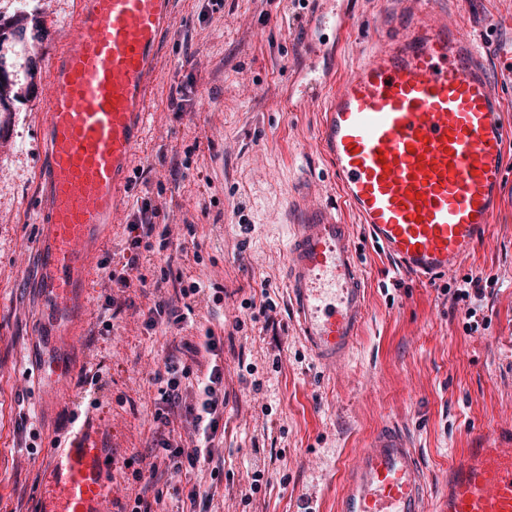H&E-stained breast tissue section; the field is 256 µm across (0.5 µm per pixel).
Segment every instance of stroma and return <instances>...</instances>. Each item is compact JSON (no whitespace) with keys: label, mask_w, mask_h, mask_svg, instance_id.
<instances>
[{"label":"stroma","mask_w":512,"mask_h":512,"mask_svg":"<svg viewBox=\"0 0 512 512\" xmlns=\"http://www.w3.org/2000/svg\"><path fill=\"white\" fill-rule=\"evenodd\" d=\"M29 3L40 28L27 30L13 67L21 77L34 71L35 91L0 110V512H32L49 442L92 403L104 409L126 462L113 506L131 512L135 474L150 464L160 399L153 377L175 346L198 344L209 327L223 341L217 361L227 400L217 454L224 470L181 476L178 495L160 481L158 512H188L184 492L199 480L213 495L212 512H336L356 452L391 425L407 432L430 512H440L448 466L462 449L489 439L512 443V180L486 237L456 273L433 284L398 270L344 212L366 304L350 357L336 370L319 367L299 340L285 286V202L309 177L323 198L339 190L319 144L321 113L284 112L279 101L318 62L306 45L336 48L333 80L360 63L392 9L389 0H350L352 34L341 45L334 29L309 26L314 12L335 10L334 0H176L127 205L106 229L76 341L74 395L43 413L33 383L41 331L37 121L47 54L69 32L72 0ZM436 10L476 37L493 17H512V0H436ZM175 161L184 167L178 180L170 175ZM142 199L168 226L170 244L142 253L129 288L117 293L108 274L123 262L126 226ZM176 252L181 260L167 265ZM166 267L209 289L194 302L191 321L162 320L149 330L147 313L161 295L148 283ZM468 276L493 281L484 300L489 324L473 332L465 328V304L450 295ZM111 294L117 306H109ZM267 297L276 304L268 318L253 319L242 306Z\"/></svg>","instance_id":"35a3bbf8"}]
</instances>
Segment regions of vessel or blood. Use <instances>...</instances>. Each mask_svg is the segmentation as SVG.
Instances as JSON below:
<instances>
[{
    "label": "vessel or blood",
    "mask_w": 512,
    "mask_h": 512,
    "mask_svg": "<svg viewBox=\"0 0 512 512\" xmlns=\"http://www.w3.org/2000/svg\"><path fill=\"white\" fill-rule=\"evenodd\" d=\"M387 31L339 84L306 75L294 112L320 104L319 139L340 201L300 187L291 208L286 286L315 362L344 365L364 320L365 290L349 208L364 235L403 271L438 280L487 234L508 170V134L488 63L512 71V22L477 40L433 17L428 0H395ZM174 0H74L72 32L49 55L36 175L37 287L46 304L41 385L74 377L71 356L107 224L130 190L133 157L160 77ZM313 24L351 33L346 0ZM34 512H112V428L86 411L50 446ZM424 472L404 432L379 430L359 450L339 512H426ZM444 512H512V444L463 449L448 469Z\"/></svg>",
    "instance_id": "vessel-or-blood-1"
}]
</instances>
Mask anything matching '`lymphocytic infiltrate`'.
I'll use <instances>...</instances> for the list:
<instances>
[{"mask_svg": "<svg viewBox=\"0 0 512 512\" xmlns=\"http://www.w3.org/2000/svg\"><path fill=\"white\" fill-rule=\"evenodd\" d=\"M156 215L150 202H142L137 207L128 226L129 257L121 267L112 269L109 274L110 281L116 287H129V272L137 267L142 251L152 250L156 246L167 249L169 232L158 228L154 222ZM152 286L157 291L166 290L168 296L149 311L146 324L151 328L165 314L174 323L184 322L185 317L179 312V304L195 298L205 290L199 281L187 282L179 276L170 277L166 272L153 281ZM219 343L214 330L209 328L200 345L206 355L204 362L192 367L183 364L177 355L166 357L167 379L161 390V405L154 418L165 425L174 419L183 418L190 424L191 430L184 438L172 434L157 436L149 450L152 457L149 479L165 474L173 478L212 461L225 404L224 369L215 360Z\"/></svg>", "mask_w": 512, "mask_h": 512, "instance_id": "lymphocytic-infiltrate-1", "label": "lymphocytic infiltrate"}]
</instances>
